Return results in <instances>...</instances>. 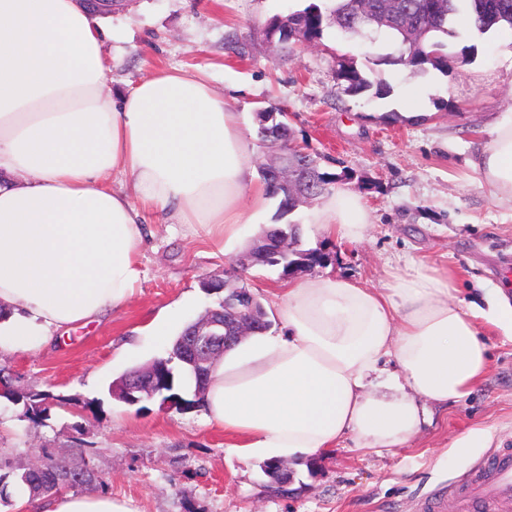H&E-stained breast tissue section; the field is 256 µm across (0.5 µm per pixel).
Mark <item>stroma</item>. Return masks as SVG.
<instances>
[{
  "label": "stroma",
  "instance_id": "1",
  "mask_svg": "<svg viewBox=\"0 0 512 512\" xmlns=\"http://www.w3.org/2000/svg\"><path fill=\"white\" fill-rule=\"evenodd\" d=\"M312 3L325 9L331 0H132L105 19L106 92L118 95L162 66L206 76L239 112L257 157V111L287 112L296 143L323 157L324 171L343 174L341 188L361 197L369 219L363 239L317 233L314 202L281 217L271 199L227 247L144 211L141 278L127 304L59 343L0 349V368L16 385L71 399L52 408L43 425L0 399V452L15 469L46 452L73 460L84 448L106 493L135 512H412L416 501L464 475L484 448L512 438V338L490 325L482 328L490 367L468 396L428 404L427 422L400 447L366 449L350 436L315 465L289 460L294 480L284 496L268 491L263 459L245 455L203 410L180 412L156 397L131 406L109 390L128 370L166 356L167 345L147 336L148 323L176 306L185 323L215 306L219 296L205 293L201 278L223 277L264 228L279 222L301 225L302 248L327 260L290 272L279 265L248 270L273 335L282 332L275 293L327 274L381 288L394 276L436 269L452 273L455 303L484 310L492 294L512 299V204L491 199L467 164L495 114L512 106V63L501 46L459 31L448 44L460 59L436 79L380 63L390 46L346 39L330 26L289 55L261 37L268 18ZM232 35L246 42L245 57L227 50ZM341 57L387 83L390 94L343 93L335 80ZM422 84L430 88L423 118H404L400 94ZM470 431L475 447H458Z\"/></svg>",
  "mask_w": 512,
  "mask_h": 512
}]
</instances>
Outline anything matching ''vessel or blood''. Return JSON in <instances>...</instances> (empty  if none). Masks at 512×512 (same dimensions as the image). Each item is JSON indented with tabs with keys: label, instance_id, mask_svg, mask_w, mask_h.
<instances>
[{
	"label": "vessel or blood",
	"instance_id": "1",
	"mask_svg": "<svg viewBox=\"0 0 512 512\" xmlns=\"http://www.w3.org/2000/svg\"><path fill=\"white\" fill-rule=\"evenodd\" d=\"M417 512H512V448L490 449L447 490L419 500Z\"/></svg>",
	"mask_w": 512,
	"mask_h": 512
}]
</instances>
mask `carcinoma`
<instances>
[{
  "mask_svg": "<svg viewBox=\"0 0 512 512\" xmlns=\"http://www.w3.org/2000/svg\"><path fill=\"white\" fill-rule=\"evenodd\" d=\"M376 0H336L328 14H323L320 6L311 3L305 8L287 15H277L267 20L261 27L262 35L269 41H277L283 49H289L301 40L308 42L322 36L324 25H334L346 36H359L370 44L385 42L397 47L398 55L393 62L409 69L413 74L429 68L446 72L456 57L443 49V44L435 37L448 32V24L465 11L470 13L479 30H489L495 25L512 28V0H399V9L421 17V42L407 41L403 32L394 26H380L373 19L372 9ZM335 78L343 92L357 95L374 91L382 97L388 93L387 86L379 81L373 82L363 76L359 70L344 59L336 61ZM278 123L281 133L275 137L279 141L283 154H290L297 167L315 163L311 154L298 147L290 148L293 132L288 122V114L278 111ZM342 180L338 174L322 171L316 166L315 183L310 189V199L315 200L332 190V186ZM270 195L279 199V210L286 214L295 210L303 200L288 192V187L278 181L263 178ZM288 234V250L281 263L286 269L321 264L323 254H315L299 247L300 229L293 224L282 225ZM189 328H184L174 339L168 356L155 360L148 368L136 371V374L154 380L157 395L164 401L175 404L179 411H188L202 406V399H188L181 395L182 388L200 387L206 389L210 364L191 365V360L180 355L181 339ZM0 384L10 389L14 404L23 406L24 415L35 422L49 417L51 406L66 405L70 400L47 391L13 388L12 380L0 376ZM25 485L34 496L49 495L62 489H82L103 485V480L95 475L87 465H72L64 456L45 454L37 464L19 472L11 466L9 459L0 457V497L7 496V489L14 485Z\"/></svg>",
  "mask_w": 512,
  "mask_h": 512,
  "instance_id": "1",
  "label": "carcinoma"
}]
</instances>
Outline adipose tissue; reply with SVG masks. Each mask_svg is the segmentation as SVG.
Instances as JSON below:
<instances>
[{
    "mask_svg": "<svg viewBox=\"0 0 512 512\" xmlns=\"http://www.w3.org/2000/svg\"><path fill=\"white\" fill-rule=\"evenodd\" d=\"M105 36L75 0H0V345L50 344L123 307L141 277L142 209L230 242L270 199L252 180L239 113L203 78L158 68L105 95ZM469 164L492 199L512 201V108ZM368 224L343 189L315 214L320 233L349 240ZM452 287L426 275L387 288L336 276L289 285L276 302L285 334L240 344L213 368L208 422L258 457H313L350 434L364 448L401 446L426 403L463 398L489 369L478 313L453 303ZM389 355L398 372L374 390ZM14 496L20 512H132L98 493Z\"/></svg>",
    "mask_w": 512,
    "mask_h": 512,
    "instance_id": "1",
    "label": "adipose tissue"
}]
</instances>
